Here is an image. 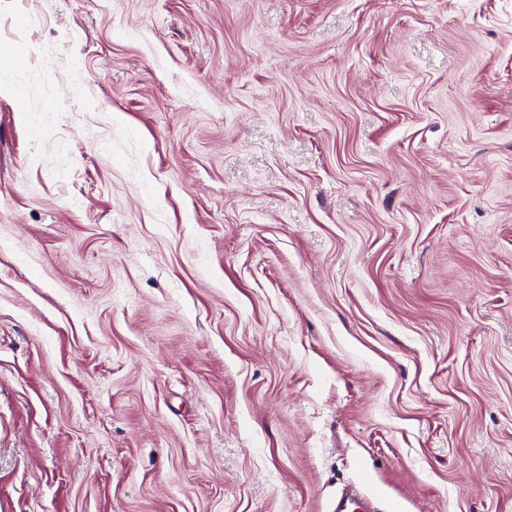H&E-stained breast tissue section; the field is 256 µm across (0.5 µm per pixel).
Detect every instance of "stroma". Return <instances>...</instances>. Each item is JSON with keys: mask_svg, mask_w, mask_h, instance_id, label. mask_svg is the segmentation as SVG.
Returning a JSON list of instances; mask_svg holds the SVG:
<instances>
[{"mask_svg": "<svg viewBox=\"0 0 512 512\" xmlns=\"http://www.w3.org/2000/svg\"><path fill=\"white\" fill-rule=\"evenodd\" d=\"M0 512H512V0H0ZM355 498H343L336 501L333 512H375L374 499L368 495L354 492Z\"/></svg>", "mask_w": 512, "mask_h": 512, "instance_id": "1", "label": "stroma"}]
</instances>
